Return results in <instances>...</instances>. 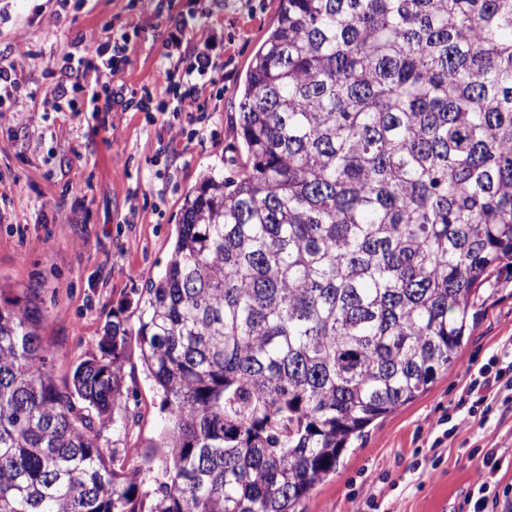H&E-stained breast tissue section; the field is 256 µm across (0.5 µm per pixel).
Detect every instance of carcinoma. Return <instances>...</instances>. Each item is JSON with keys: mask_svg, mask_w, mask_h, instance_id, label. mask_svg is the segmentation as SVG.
<instances>
[{"mask_svg": "<svg viewBox=\"0 0 512 512\" xmlns=\"http://www.w3.org/2000/svg\"><path fill=\"white\" fill-rule=\"evenodd\" d=\"M237 129L137 303L165 481L100 442L128 328L60 385L31 291L0 303V512H304L457 360L512 264V0H278Z\"/></svg>", "mask_w": 512, "mask_h": 512, "instance_id": "obj_1", "label": "carcinoma"}]
</instances>
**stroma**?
<instances>
[{"mask_svg":"<svg viewBox=\"0 0 512 512\" xmlns=\"http://www.w3.org/2000/svg\"><path fill=\"white\" fill-rule=\"evenodd\" d=\"M278 0H0V67L28 51L20 96L0 110V282L11 292L35 290L43 308L40 334L65 381L98 354L107 321L136 328L133 314L145 281L160 275L177 236L185 194L204 173L227 174L238 158L235 118L252 55L271 26ZM195 13L217 42L214 82L204 93L211 115L202 141L171 140L166 112H112L105 120L70 111L54 89L68 74L69 52L104 42L123 27L128 62L115 81L94 71L82 87L110 96L160 85L161 54L176 19ZM474 327L456 362L428 391L374 421L344 453L334 475L316 485L304 512H458L484 473L474 448H495L500 486H512V391H495L487 421L445 436L470 370L490 357L512 363V268L494 271L475 306ZM126 386L137 393L127 425L104 428V447L152 453L164 423L162 397L129 336ZM441 447H433L436 437Z\"/></svg>","mask_w":512,"mask_h":512,"instance_id":"obj_1","label":"stroma"}]
</instances>
